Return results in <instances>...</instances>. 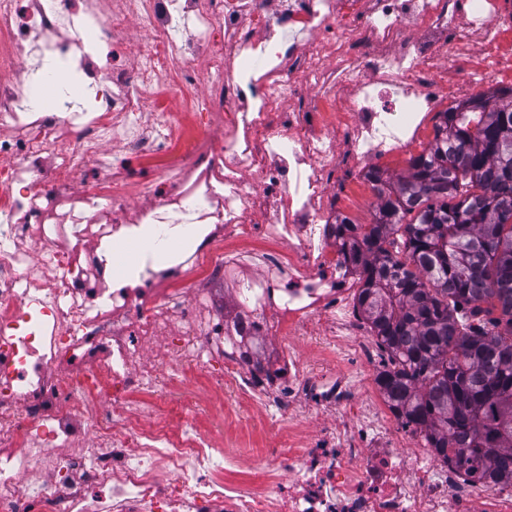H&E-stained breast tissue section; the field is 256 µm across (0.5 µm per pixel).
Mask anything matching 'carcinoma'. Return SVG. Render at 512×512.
<instances>
[{"instance_id":"cac0c4a2","label":"carcinoma","mask_w":512,"mask_h":512,"mask_svg":"<svg viewBox=\"0 0 512 512\" xmlns=\"http://www.w3.org/2000/svg\"><path fill=\"white\" fill-rule=\"evenodd\" d=\"M366 177L375 222L340 238L390 355L379 390L435 456L512 485V90L441 113L406 174Z\"/></svg>"}]
</instances>
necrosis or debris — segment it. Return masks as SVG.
Wrapping results in <instances>:
<instances>
[{"label":"necrosis or debris","mask_w":512,"mask_h":512,"mask_svg":"<svg viewBox=\"0 0 512 512\" xmlns=\"http://www.w3.org/2000/svg\"><path fill=\"white\" fill-rule=\"evenodd\" d=\"M131 18L147 33L133 68ZM509 33L512 0H0V73L23 74L0 83V512H512V486L401 447L374 400L313 421L355 398L327 356L338 332L358 339L347 365L372 359L342 309L340 201L503 70ZM48 57L89 106L31 105ZM90 160L102 181L73 191ZM135 162L153 166L147 208ZM141 224L201 242L118 277L108 251L139 246ZM192 383L205 404L169 410ZM228 395L277 427L251 455L262 482L227 478L242 459L219 423Z\"/></svg>","instance_id":"necrosis-or-debris-1"}]
</instances>
